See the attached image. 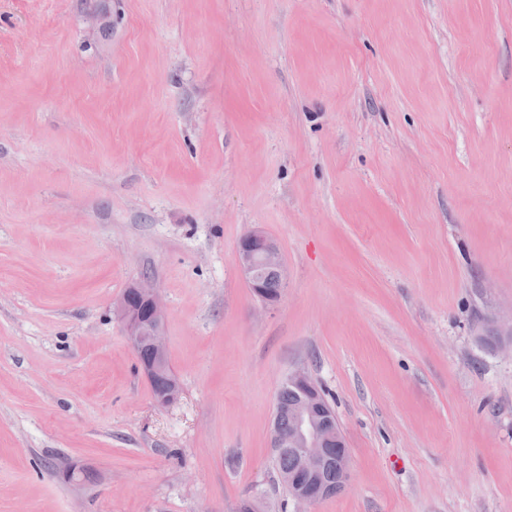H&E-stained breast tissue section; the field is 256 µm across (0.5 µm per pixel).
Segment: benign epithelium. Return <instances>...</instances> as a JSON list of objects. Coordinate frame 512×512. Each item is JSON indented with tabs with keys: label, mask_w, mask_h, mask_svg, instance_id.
I'll return each instance as SVG.
<instances>
[{
	"label": "benign epithelium",
	"mask_w": 512,
	"mask_h": 512,
	"mask_svg": "<svg viewBox=\"0 0 512 512\" xmlns=\"http://www.w3.org/2000/svg\"><path fill=\"white\" fill-rule=\"evenodd\" d=\"M239 269L248 288L260 300L262 308L271 310L278 305L282 294L265 290V274L274 272L285 281V267L281 249L275 239L260 228L242 236L238 244ZM114 310L124 325L133 348L146 341L154 352L152 361L142 365L148 382L168 369L167 344L164 326L167 308L154 282L144 277L133 282L115 303ZM286 381L305 392L304 400L288 412L292 427L286 433L277 426L271 428L270 445L276 450L288 448L299 456V471L303 483L288 482L290 496L299 505H310L325 500L346 489L350 479V455L343 434L334 418L333 410L319 395L309 375L302 369L288 374ZM181 396L180 383L154 396L157 405L174 404ZM336 466L339 479L331 485L326 479L330 466Z\"/></svg>",
	"instance_id": "obj_1"
}]
</instances>
